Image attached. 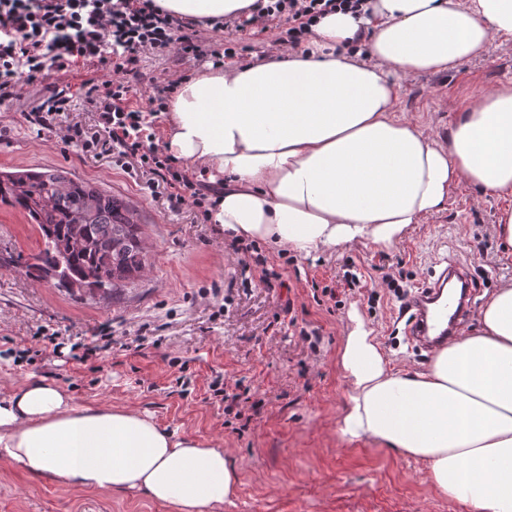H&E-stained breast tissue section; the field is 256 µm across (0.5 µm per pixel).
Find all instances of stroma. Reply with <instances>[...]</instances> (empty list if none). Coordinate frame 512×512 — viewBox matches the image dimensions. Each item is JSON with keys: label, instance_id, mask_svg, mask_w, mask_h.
<instances>
[{"label": "stroma", "instance_id": "obj_1", "mask_svg": "<svg viewBox=\"0 0 512 512\" xmlns=\"http://www.w3.org/2000/svg\"><path fill=\"white\" fill-rule=\"evenodd\" d=\"M278 28L255 35L231 29L199 31V57L143 54L144 82L131 106L146 108L154 87L208 70L225 42L250 60L278 37ZM512 81V41L493 45L479 59L442 75L407 83L397 112L442 137L471 89ZM22 101L0 105V171L7 174L62 168L134 206L143 224L148 266L116 296L76 291L57 280L0 267V388L31 379L61 384L84 406L132 405L163 428L219 442L235 462L241 486L223 512H468L442 497L423 464L368 440H347L337 421L348 384L340 366L345 340L363 322L395 367L425 368L428 352L405 341L403 301L382 284V266L400 263L409 284L431 282L446 260L469 268L475 304L512 283V253L496 235L501 208L512 198L482 196L455 187L439 213L412 225L390 247L343 244L317 259L258 245L263 265H244L224 249L219 225L200 222L191 207L171 209L145 177L109 158L86 159L76 150L43 141L26 123ZM36 227L18 210L0 205V259L30 261L42 248ZM364 273L369 291L339 281L343 265ZM280 274L269 288L262 270ZM334 297L314 299V286ZM376 300H369V292ZM292 302L295 324L277 321ZM317 327L311 346L304 330ZM91 341L88 361L73 343ZM223 376L245 396L240 419L226 420L208 385ZM0 512H174L131 492H89L0 459Z\"/></svg>", "mask_w": 512, "mask_h": 512}]
</instances>
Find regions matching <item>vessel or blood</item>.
Segmentation results:
<instances>
[{"label":"vessel or blood","instance_id":"obj_1","mask_svg":"<svg viewBox=\"0 0 512 512\" xmlns=\"http://www.w3.org/2000/svg\"><path fill=\"white\" fill-rule=\"evenodd\" d=\"M470 292L466 266L449 261L436 279L408 299V341L428 351L447 344L467 317Z\"/></svg>","mask_w":512,"mask_h":512}]
</instances>
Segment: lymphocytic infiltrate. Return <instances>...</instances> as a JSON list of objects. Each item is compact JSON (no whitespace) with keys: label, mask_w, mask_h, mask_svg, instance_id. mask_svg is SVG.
Here are the masks:
<instances>
[{"label":"lymphocytic infiltrate","mask_w":512,"mask_h":512,"mask_svg":"<svg viewBox=\"0 0 512 512\" xmlns=\"http://www.w3.org/2000/svg\"><path fill=\"white\" fill-rule=\"evenodd\" d=\"M366 0H267L255 16L225 19L238 31L280 22L279 45L301 46L313 25L333 12H361ZM191 24L160 10L153 0H0V104L19 97V80L38 82L48 69L67 72L87 64L101 68L99 79L79 88L56 86L26 110L37 134L59 138L82 155H109L146 175L163 189L171 208L203 209L207 195L183 172L176 159L156 147L145 131V111L164 109L162 94L149 96L148 110L131 108L137 92L142 54L198 55ZM93 111L90 124H67L63 118L75 99Z\"/></svg>","instance_id":"f902f5d3"}]
</instances>
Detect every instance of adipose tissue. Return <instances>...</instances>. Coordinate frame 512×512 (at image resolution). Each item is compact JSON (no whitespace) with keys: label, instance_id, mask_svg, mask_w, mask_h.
<instances>
[{"label":"adipose tissue","instance_id":"1","mask_svg":"<svg viewBox=\"0 0 512 512\" xmlns=\"http://www.w3.org/2000/svg\"><path fill=\"white\" fill-rule=\"evenodd\" d=\"M256 0H156L207 28ZM512 39V0H371L333 13L302 48L178 84L163 149L218 186L212 223L304 258L387 247L452 188L512 196V81L466 94L446 138L396 113L407 79L454 71ZM340 434L424 463L468 512H512V283L421 370L394 369L364 326L347 337ZM0 458L98 492L135 490L176 512H221L240 474L223 448L130 406L77 405L28 381L0 392Z\"/></svg>","mask_w":512,"mask_h":512}]
</instances>
